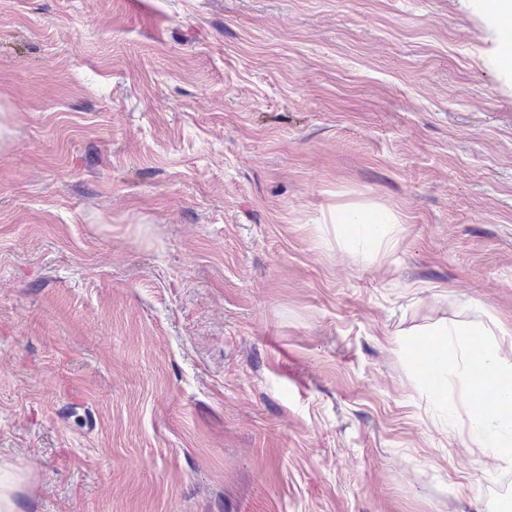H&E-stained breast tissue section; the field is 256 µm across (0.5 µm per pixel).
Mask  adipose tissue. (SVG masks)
Here are the masks:
<instances>
[{"mask_svg":"<svg viewBox=\"0 0 512 512\" xmlns=\"http://www.w3.org/2000/svg\"><path fill=\"white\" fill-rule=\"evenodd\" d=\"M437 357L440 377L459 388V416L467 425L470 448L496 461L511 459L512 340L478 349L469 333L451 327ZM479 383L494 393V405L480 409L473 404V389Z\"/></svg>","mask_w":512,"mask_h":512,"instance_id":"adipose-tissue-1","label":"adipose tissue"}]
</instances>
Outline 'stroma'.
Returning a JSON list of instances; mask_svg holds the SVG:
<instances>
[{
    "label": "stroma",
    "mask_w": 512,
    "mask_h": 512,
    "mask_svg": "<svg viewBox=\"0 0 512 512\" xmlns=\"http://www.w3.org/2000/svg\"><path fill=\"white\" fill-rule=\"evenodd\" d=\"M477 0H0L21 512H493L420 348L512 331V45ZM356 210L399 216L360 249Z\"/></svg>",
    "instance_id": "stroma-1"
}]
</instances>
